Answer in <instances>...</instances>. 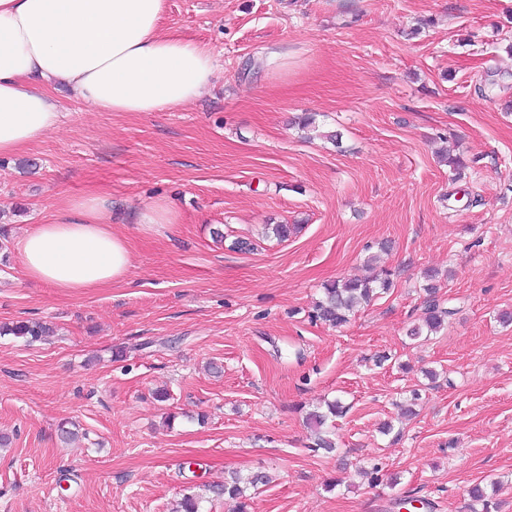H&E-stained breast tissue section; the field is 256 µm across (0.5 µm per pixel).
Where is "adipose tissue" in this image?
<instances>
[{
  "label": "adipose tissue",
  "instance_id": "1",
  "mask_svg": "<svg viewBox=\"0 0 512 512\" xmlns=\"http://www.w3.org/2000/svg\"><path fill=\"white\" fill-rule=\"evenodd\" d=\"M163 0H0V156L54 129L49 84L69 86L102 112H166L209 83L213 57L162 33ZM25 277L65 291L122 282L131 269L112 204L83 194L19 244Z\"/></svg>",
  "mask_w": 512,
  "mask_h": 512
}]
</instances>
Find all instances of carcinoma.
Segmentation results:
<instances>
[{"instance_id":"cac0c4a2","label":"carcinoma","mask_w":512,"mask_h":512,"mask_svg":"<svg viewBox=\"0 0 512 512\" xmlns=\"http://www.w3.org/2000/svg\"><path fill=\"white\" fill-rule=\"evenodd\" d=\"M422 290L425 297L421 306L420 321L407 329V336L412 340L429 338L438 333L448 320L455 314V309L444 306L437 297L440 273L435 268H425L421 273ZM391 273L386 271L381 277L342 278L330 281L323 286L322 295L316 300L310 314L311 320L322 322L334 327L346 325L350 316L361 304L371 302L375 297L386 293L392 288ZM50 328L39 321H19L12 325L0 326V333L8 332L16 337L29 341H37L47 335ZM345 412L341 401L326 403V408L315 407L305 414V424L315 435L313 450L326 453L335 451L336 444L330 437L327 422L332 417H339ZM267 482V475L262 472L247 477L238 474L224 480L222 484L211 485L208 491L213 498H226L237 502L236 512H248L250 507L246 490Z\"/></svg>"}]
</instances>
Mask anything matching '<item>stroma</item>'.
I'll return each instance as SVG.
<instances>
[{
  "mask_svg": "<svg viewBox=\"0 0 512 512\" xmlns=\"http://www.w3.org/2000/svg\"><path fill=\"white\" fill-rule=\"evenodd\" d=\"M161 27L211 50L201 96L98 112L58 85L55 129L0 156V325L55 328L0 335V512H172L235 470L271 478L251 512H471L476 484L512 512V0H165ZM86 193L112 202L127 280L29 281L19 239ZM158 198L178 223L136 224ZM426 267L456 313L413 341ZM373 269L388 293L343 327L310 320L325 283ZM415 390L417 416L381 434ZM335 399L337 451L314 453L304 413ZM50 331V328L39 321H19L12 325L0 326V334L2 332H8L5 334H12L16 337L26 338L28 341L40 340L43 336H46Z\"/></svg>",
  "mask_w": 512,
  "mask_h": 512,
  "instance_id": "1",
  "label": "stroma"
}]
</instances>
